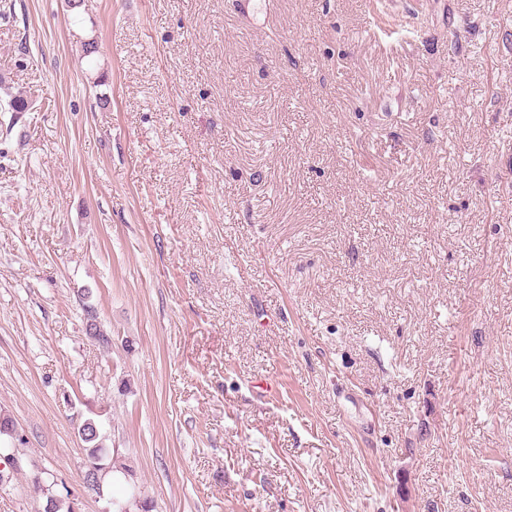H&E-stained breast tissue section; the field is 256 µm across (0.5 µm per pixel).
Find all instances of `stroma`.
Here are the masks:
<instances>
[{
	"instance_id": "obj_1",
	"label": "stroma",
	"mask_w": 512,
	"mask_h": 512,
	"mask_svg": "<svg viewBox=\"0 0 512 512\" xmlns=\"http://www.w3.org/2000/svg\"><path fill=\"white\" fill-rule=\"evenodd\" d=\"M0 411V512H512V0H0ZM82 442L86 446L87 460L92 469L85 466L83 475L84 487L90 492L99 494L102 491L106 477L112 473L115 466L110 448L103 443V435L94 419H87L79 430Z\"/></svg>"
}]
</instances>
